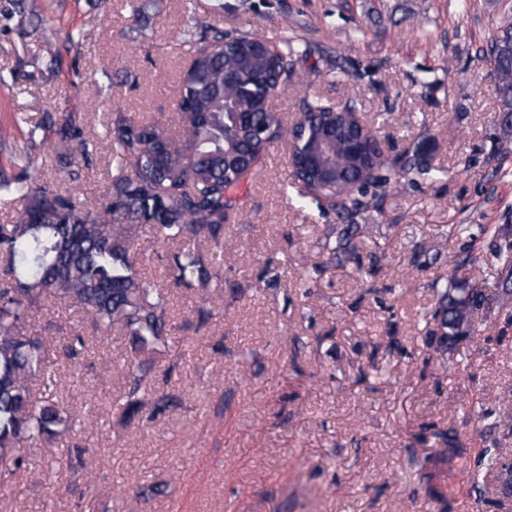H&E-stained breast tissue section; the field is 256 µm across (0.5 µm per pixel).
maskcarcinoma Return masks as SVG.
Listing matches in <instances>:
<instances>
[{"mask_svg":"<svg viewBox=\"0 0 512 512\" xmlns=\"http://www.w3.org/2000/svg\"><path fill=\"white\" fill-rule=\"evenodd\" d=\"M256 41L248 33L231 35L204 25L183 42L195 61L180 77L178 135H170L156 121L120 113L107 117L106 131L117 158L107 198L80 199L47 178L0 180V195L21 203L15 221L0 224V478L29 465L23 445L63 436L72 426L70 411L39 395L33 382L57 380L51 350L59 347L68 359L78 360L86 352V340L78 334L44 336L34 329L35 315L47 304L64 303L96 326L120 330L130 337L136 354L151 355L167 347L173 330L169 289L147 282L132 256L140 236L149 231L164 244L180 245L171 265L173 283L198 288L200 322L213 315L220 295L211 293V287L221 283L224 217L236 206L234 192L254 173L248 160L260 158L274 140L288 135L279 115L266 107V97L276 85L292 81L293 58L307 53L293 39L278 41L273 53L239 48ZM485 53L505 127L511 129L512 21L496 28ZM343 111L336 141L327 146L321 141L318 116H312L300 146L319 154L330 176H307L314 188L299 204L329 199L337 214L351 221L358 212L382 205L396 174L441 178L443 171L431 166L419 144L394 164L382 158L370 134L362 137L361 152H352L348 136L349 129H358L355 108L347 105ZM44 126L56 135V166L92 164L95 143L74 119L57 125L49 116ZM354 235L350 224L338 233L331 253L339 261H358ZM435 293L431 339L445 349L465 336L464 321L494 300H512L511 288L489 296L468 282ZM126 376L123 421L146 410L154 417L173 405L169 395L147 393L143 376L131 363ZM94 454L92 448H71L70 466L90 478L87 463ZM484 465L496 473L503 494L512 497V468L497 453L484 456Z\"/></svg>","mask_w":512,"mask_h":512,"instance_id":"cac0c4a2","label":"carcinoma"}]
</instances>
